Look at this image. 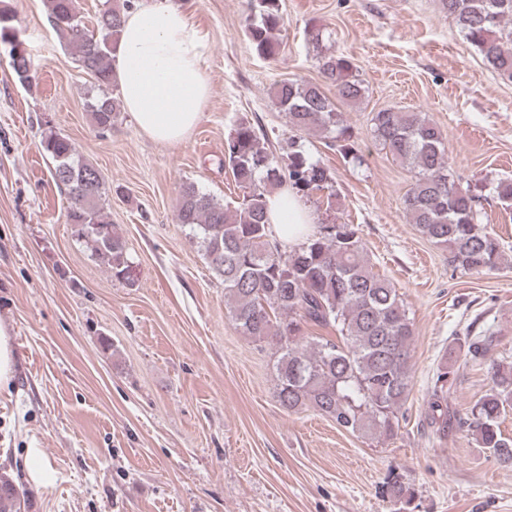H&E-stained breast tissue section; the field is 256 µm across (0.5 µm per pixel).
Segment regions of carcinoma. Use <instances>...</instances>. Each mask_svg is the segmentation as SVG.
<instances>
[{
    "instance_id": "carcinoma-1",
    "label": "carcinoma",
    "mask_w": 512,
    "mask_h": 512,
    "mask_svg": "<svg viewBox=\"0 0 512 512\" xmlns=\"http://www.w3.org/2000/svg\"><path fill=\"white\" fill-rule=\"evenodd\" d=\"M458 33L476 47L487 67L512 82V0H441ZM47 20L95 81L98 93L87 99L94 125L112 128L121 112L119 78L112 65L125 14L133 4L105 8L88 25L75 0H43ZM246 34L263 58L278 54L284 26L279 0H247ZM322 82L294 79L278 84L274 97L296 131H316L344 160L360 161L353 131L344 113L326 94L336 88L346 104L364 95L353 61L332 53L319 56ZM18 81L29 86L26 50L9 55ZM375 142L413 173L404 195L409 223L432 244L448 251V264L480 274L509 265L504 244L481 227L483 199L478 189L463 187L448 153L442 129L421 112L388 107L372 113ZM52 160V176L64 190L67 218L91 255L112 277L129 279L131 261L125 241L112 230L104 207L105 185L99 170L78 156L74 143L51 131L41 140ZM235 180L249 189L243 201L226 206L194 183L182 186L178 219L189 228L212 269L224 283V299L239 334L275 347L272 368L275 394L290 413L312 409L350 434L390 439L400 427L411 390V347L415 330L395 286L373 271L364 244L352 224H321L300 247L284 251L273 238L267 196L291 186L307 199L325 191L327 207L336 198L332 177L312 160L303 145L290 139L279 156L265 147V135L242 119L231 132L224 154ZM334 330L336 337L311 336L309 330ZM466 355L483 360L494 332L474 317L464 330ZM491 392L459 417L448 411V364H443L429 392L425 420L442 439L448 430L466 429L480 448L512 465V439L503 436L499 418L512 406V366L492 367ZM390 495L409 512L413 493L399 480ZM0 512H20V492L0 477Z\"/></svg>"
}]
</instances>
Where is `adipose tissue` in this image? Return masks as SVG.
Listing matches in <instances>:
<instances>
[{
  "label": "adipose tissue",
  "mask_w": 512,
  "mask_h": 512,
  "mask_svg": "<svg viewBox=\"0 0 512 512\" xmlns=\"http://www.w3.org/2000/svg\"><path fill=\"white\" fill-rule=\"evenodd\" d=\"M116 56L123 105L140 130L163 144L182 143L210 96L202 39L187 15L170 0H145L127 13ZM267 216L274 236L291 247L314 222L290 189L268 196Z\"/></svg>",
  "instance_id": "adipose-tissue-1"
}]
</instances>
